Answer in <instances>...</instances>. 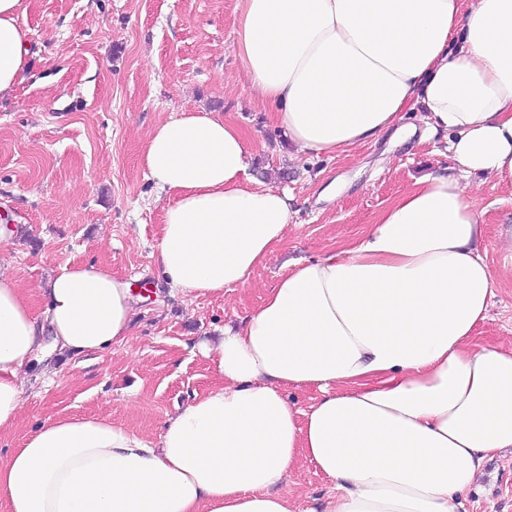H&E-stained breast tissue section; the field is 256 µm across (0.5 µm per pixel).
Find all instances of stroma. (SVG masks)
I'll return each instance as SVG.
<instances>
[{"mask_svg":"<svg viewBox=\"0 0 512 512\" xmlns=\"http://www.w3.org/2000/svg\"><path fill=\"white\" fill-rule=\"evenodd\" d=\"M31 70L0 99V263L21 288L52 273L100 264L130 285L133 334L112 351L32 369L27 402L0 450L21 447L40 423L107 416L157 440L166 416L217 378L193 342L218 335L258 307L289 262L309 260L357 235L414 179L453 160L443 145L385 142L351 156L293 160L254 101L234 54L236 0H24ZM206 109L252 134L253 172L294 198L296 226L245 287L185 296L156 272L164 196L147 176L143 147L172 112ZM345 192L326 201L335 179ZM487 226L486 259L500 275L475 342L512 341V195L469 180ZM465 512H512V453L491 454L462 497Z\"/></svg>","mask_w":512,"mask_h":512,"instance_id":"35a3bbf8","label":"stroma"}]
</instances>
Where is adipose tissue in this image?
Instances as JSON below:
<instances>
[{
  "mask_svg": "<svg viewBox=\"0 0 512 512\" xmlns=\"http://www.w3.org/2000/svg\"><path fill=\"white\" fill-rule=\"evenodd\" d=\"M23 0H0V96L22 83ZM233 51L299 156L391 134L444 139L424 174L355 239L290 263L240 326L195 348L219 379L150 441L103 416L42 423L0 454V512H299V460L329 479L308 512H460L489 453L512 449V346H478L500 275L464 178L512 194V0H237ZM143 162L167 204L161 277L188 296L249 284L294 225L252 174L246 131L206 110L150 131ZM35 315L0 268V437L50 352L101 353L134 302L103 266L52 276ZM313 387L306 409L288 389Z\"/></svg>",
  "mask_w": 512,
  "mask_h": 512,
  "instance_id": "ef3b65f1",
  "label": "adipose tissue"
}]
</instances>
